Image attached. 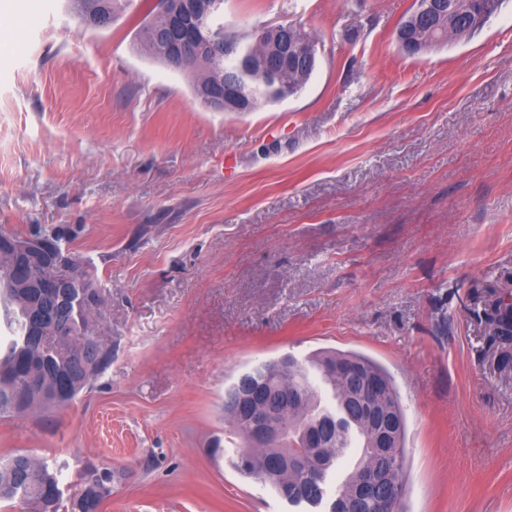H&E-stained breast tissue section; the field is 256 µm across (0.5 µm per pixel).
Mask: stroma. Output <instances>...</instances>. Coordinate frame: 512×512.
I'll use <instances>...</instances> for the list:
<instances>
[{"label": "stroma", "instance_id": "1", "mask_svg": "<svg viewBox=\"0 0 512 512\" xmlns=\"http://www.w3.org/2000/svg\"><path fill=\"white\" fill-rule=\"evenodd\" d=\"M414 0H223L312 41L302 90L204 106L144 54L145 0L111 27L66 0H0V227L57 231L105 297L112 363L71 404L0 418V460L112 470L102 512H305L232 466L224 395L294 356L351 351L406 417L403 512H512V373L486 302L512 289V0L406 55Z\"/></svg>", "mask_w": 512, "mask_h": 512}]
</instances>
